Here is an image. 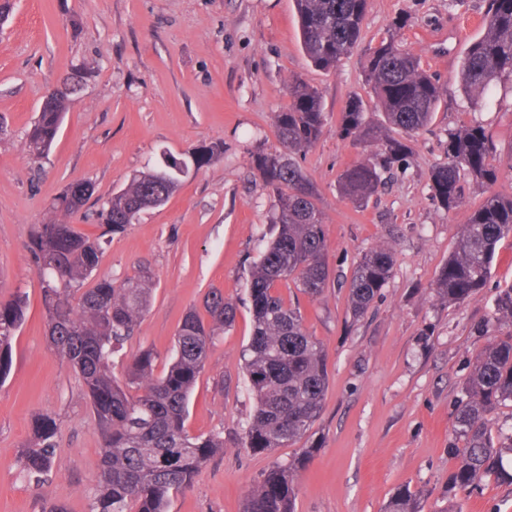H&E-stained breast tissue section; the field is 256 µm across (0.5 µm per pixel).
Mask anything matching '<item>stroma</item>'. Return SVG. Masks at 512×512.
Wrapping results in <instances>:
<instances>
[{
  "instance_id": "35a3bbf8",
  "label": "stroma",
  "mask_w": 512,
  "mask_h": 512,
  "mask_svg": "<svg viewBox=\"0 0 512 512\" xmlns=\"http://www.w3.org/2000/svg\"><path fill=\"white\" fill-rule=\"evenodd\" d=\"M0 23V300L27 297L26 318L12 342V367L0 385V512H42L43 500L86 512L101 467L102 438L74 372L50 347L41 283L26 249L33 225L48 219L69 183L91 181L94 193L70 222L99 234L101 203L164 149L181 153L217 142L224 152L191 175L160 207L142 211L114 235L100 273L122 280L138 266L153 274L151 305L131 344L115 358L123 377L132 352L156 354L167 370L183 315L202 309L210 289L237 306L232 327L211 346L189 405L190 434L223 432L224 450L173 497L170 512H243L249 491L298 446L258 454L242 438L255 400L241 355L251 336L248 279L270 238L274 198L251 166L280 144L274 115L288 104L299 76L317 88L324 133L299 164L318 189L325 218L330 283L315 300L279 283L299 306L307 330L327 351L329 386L309 431L317 452L295 482L296 512H383L402 485L419 492L423 512L448 503V450L460 385L474 354L497 335L490 325L499 288L512 284V235L497 247L492 275L475 298L451 304L435 291L470 213L487 191L463 184L453 211L431 197L430 172L445 162L448 133L478 120L504 169L494 189L512 193V85L490 106L467 110L455 80L468 44L483 32L489 0H369L359 46L331 70L315 69L299 39L294 0H10ZM404 48L418 54L447 93L434 121L415 135L406 162L385 173L368 203L343 199L338 179L350 165L381 152L336 133L350 96L365 94L370 46L397 17ZM92 76L64 117L47 157L34 160L25 132L46 96L81 69ZM392 242L393 273L369 311H348V284L363 250ZM488 323L487 332L475 329ZM54 414L56 476L38 488L18 468L35 418ZM464 512H512V485L490 477Z\"/></svg>"
}]
</instances>
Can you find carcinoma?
Segmentation results:
<instances>
[{
	"mask_svg": "<svg viewBox=\"0 0 512 512\" xmlns=\"http://www.w3.org/2000/svg\"><path fill=\"white\" fill-rule=\"evenodd\" d=\"M301 46L312 66L330 70L358 46L368 0H295ZM405 26L398 19L377 46L370 49L365 82L382 112L384 124L373 123L363 98L346 102L336 129L354 144L385 138L391 129L400 138L387 139L385 152L362 159L341 175V196L362 204L383 183L393 164L406 160L405 140L427 126L443 97L439 79L424 69L421 57L401 48L397 36ZM484 33L467 47L458 69L459 88L474 109L489 105L494 87L512 78V0H490ZM290 104L275 113L282 150L259 151L252 165L275 198L270 216L274 235L250 271L249 301L253 329L242 352L244 370L255 395L253 418L243 447L271 452L308 440L328 389L323 344L304 326L301 310L275 292L277 283L292 281L310 299L321 296L330 282L324 220L315 203L316 189L295 159L319 140L325 114L318 91L295 79ZM71 94L50 93L26 133L33 159L50 151ZM223 153L218 143L200 145L160 161L135 176L103 203V230L90 237L74 225L50 221L33 226L27 244L42 284L50 344L79 377L101 434L102 463L87 512H169L171 497L189 490L202 467L224 450V435H192L186 428L193 389L213 340L231 327L237 307L213 288L204 300L210 318L196 310L182 318L166 372L154 375L155 353L140 348L130 355L124 382L112 373V357L136 335L150 305L152 273L141 266L117 283L98 274L100 257L112 236L120 234L148 207L165 204L191 170H200ZM494 147L484 128L472 123L448 131L447 161L430 175L432 198L444 209L462 203L461 177L479 186L497 183ZM87 182L66 186L53 200L55 214L81 211L93 195ZM512 234V194L491 193L461 225L457 246L441 268L436 292L460 304L477 296L492 274L498 243ZM396 263L394 247L379 243L365 251L354 270L349 293L353 317L364 315L390 279ZM94 279L92 287L85 282ZM26 296L0 301V382L11 370L12 341L25 320ZM494 323L511 330L496 336L474 358L461 385L454 419L456 442L448 453L456 460L448 474V506L462 512L461 502L488 476L512 484L503 454L512 452V436L493 433L487 416L512 402V285L498 290ZM57 423L44 414L34 439L22 450L19 468L30 482L44 486L56 470L54 438ZM317 448L309 445L286 463L274 464L248 494L244 512H294L295 480ZM386 512H421L417 494L398 488Z\"/></svg>",
	"mask_w": 512,
	"mask_h": 512,
	"instance_id": "obj_1",
	"label": "carcinoma"
}]
</instances>
